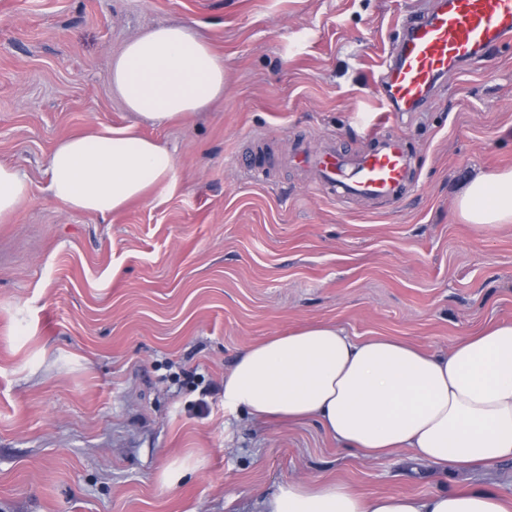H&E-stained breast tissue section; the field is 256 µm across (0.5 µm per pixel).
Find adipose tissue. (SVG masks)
Segmentation results:
<instances>
[{"instance_id":"adipose-tissue-1","label":"adipose tissue","mask_w":512,"mask_h":512,"mask_svg":"<svg viewBox=\"0 0 512 512\" xmlns=\"http://www.w3.org/2000/svg\"><path fill=\"white\" fill-rule=\"evenodd\" d=\"M111 82L126 108L159 123L224 98V61L186 26L154 28L129 42ZM50 196L108 217L148 197L175 173L172 152L130 127L61 141L47 159ZM30 185L0 164V218L26 203ZM473 224L512 222V171L482 172L458 196ZM224 406L253 419L311 420L342 448L378 460L401 450L440 470L474 473L512 461V321L430 354L397 338L356 340L316 323L245 345L224 375ZM268 512H512V500L473 481L424 497H364L339 483L294 480Z\"/></svg>"}]
</instances>
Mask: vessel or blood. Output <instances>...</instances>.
Listing matches in <instances>:
<instances>
[{
    "instance_id": "vessel-or-blood-1",
    "label": "vessel or blood",
    "mask_w": 512,
    "mask_h": 512,
    "mask_svg": "<svg viewBox=\"0 0 512 512\" xmlns=\"http://www.w3.org/2000/svg\"><path fill=\"white\" fill-rule=\"evenodd\" d=\"M511 44L512 0H434L427 11L405 19L388 63L374 80L393 111L419 112L447 75L462 73L486 52ZM367 140V147L355 153L329 142L320 149L298 142L288 161L312 172L316 190L336 203L404 202L417 185L404 138L379 123L368 128ZM239 164L253 179L266 178L262 141H255Z\"/></svg>"
}]
</instances>
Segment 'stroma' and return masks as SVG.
Wrapping results in <instances>:
<instances>
[{
    "mask_svg": "<svg viewBox=\"0 0 512 512\" xmlns=\"http://www.w3.org/2000/svg\"><path fill=\"white\" fill-rule=\"evenodd\" d=\"M422 0H0V163L30 196L0 219V512H265L280 485L425 496L459 477L371 461L312 421L224 407L242 346L317 322L445 351L512 319V224H471L477 172L512 169V46L391 118L419 182L402 204L338 205L281 163L297 137L358 151L388 102L372 75ZM184 25L224 59V99L156 124L110 72ZM136 126L173 182L100 218L47 191L64 138ZM262 139L271 181L238 165Z\"/></svg>",
    "mask_w": 512,
    "mask_h": 512,
    "instance_id": "stroma-1",
    "label": "stroma"
}]
</instances>
